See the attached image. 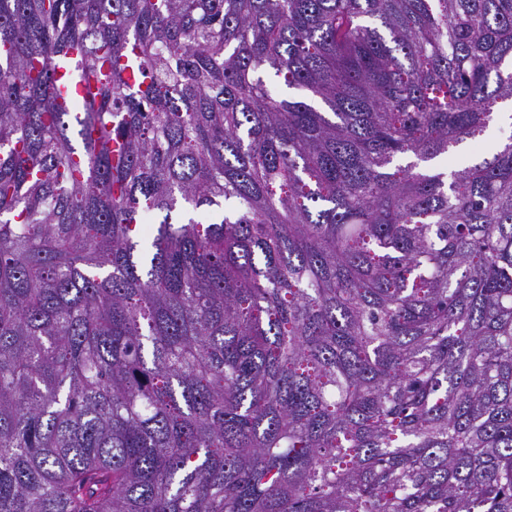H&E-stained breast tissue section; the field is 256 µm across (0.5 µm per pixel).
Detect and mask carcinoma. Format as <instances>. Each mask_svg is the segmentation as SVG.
<instances>
[{
  "mask_svg": "<svg viewBox=\"0 0 512 512\" xmlns=\"http://www.w3.org/2000/svg\"><path fill=\"white\" fill-rule=\"evenodd\" d=\"M506 103L512 0H0V512H512ZM512 128L507 122H500L491 126L485 140L480 145L465 143L461 145L448 162L450 169H459L468 166L470 160L478 158L489 149H494L507 139Z\"/></svg>",
  "mask_w": 512,
  "mask_h": 512,
  "instance_id": "1",
  "label": "carcinoma"
}]
</instances>
